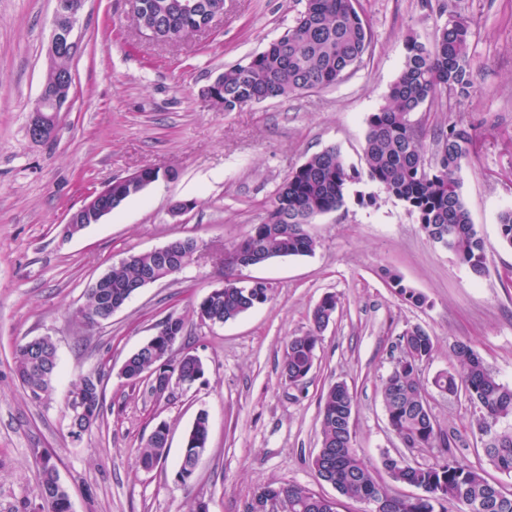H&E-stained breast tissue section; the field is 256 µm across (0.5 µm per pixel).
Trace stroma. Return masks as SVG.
Returning <instances> with one entry per match:
<instances>
[{
    "instance_id": "1",
    "label": "stroma",
    "mask_w": 512,
    "mask_h": 512,
    "mask_svg": "<svg viewBox=\"0 0 512 512\" xmlns=\"http://www.w3.org/2000/svg\"><path fill=\"white\" fill-rule=\"evenodd\" d=\"M305 0H224L209 30L163 42L140 29L130 0H86L76 30L82 50L72 62L69 104L47 141L28 136L44 84L55 0H0V512H38L36 456L52 455L72 512H247L255 491L298 483L341 501V512H368L339 498L311 466L320 446V400L346 382L354 395V444L392 494L415 487L392 482L384 455L432 463L435 452H405L388 425L383 380L393 369L398 336L418 326L435 340L424 365L431 381L467 344L512 386V246L498 215L512 207V0H356L372 50L349 78L235 112L217 108L207 87L280 36ZM472 23L469 98H445L417 112L426 156L435 135L472 129L477 150L462 171L463 194L485 242L488 271L474 278L434 244L415 214L377 185H351L345 205L308 227L313 255L241 269L267 281L271 300L217 325L195 305L222 287L226 248L262 223L288 174L310 155L339 148L361 166L369 113L378 111L399 76L405 40L430 43L448 12ZM143 168L176 170L126 201L99 224L67 238L62 226L85 197ZM374 204L359 203V195ZM189 201L178 214L176 202ZM193 237L210 249L178 274L142 288L110 320L90 327L77 311L95 280L130 255ZM398 272L426 301L402 303L383 276ZM339 304L322 332L303 384L280 373L290 336L307 330L326 294ZM183 318L174 356L189 352L206 372L191 387L157 398L121 374L130 353L164 317ZM40 336L57 347L58 376L48 397L31 401L13 372L17 346ZM100 375L102 416L81 439L70 435L66 404L80 378ZM439 426L454 433V453L512 493V474L482 450L477 408L465 395L429 390ZM209 415L208 447L189 484L176 481L183 437L198 411ZM167 423V453L140 467L137 450Z\"/></svg>"
}]
</instances>
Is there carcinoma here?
Wrapping results in <instances>:
<instances>
[{
	"label": "carcinoma",
	"mask_w": 512,
	"mask_h": 512,
	"mask_svg": "<svg viewBox=\"0 0 512 512\" xmlns=\"http://www.w3.org/2000/svg\"><path fill=\"white\" fill-rule=\"evenodd\" d=\"M144 2L146 10L137 22L162 30L170 40L197 28L193 18L180 12L181 0ZM472 37L470 21L451 14L431 44L407 39L400 76L391 85L385 104L367 118L364 166L359 169L347 164L336 147L309 156L283 181L265 221L254 225L235 243L237 249L253 258L256 265L313 254L317 241L306 225L342 208L349 186L366 180L403 202L416 214L427 236L446 238L452 253L473 277L485 276L484 240L464 201L461 177L465 162L475 150L476 136L453 125L439 133L440 151L428 159L422 145L424 129L413 119L424 105L443 95L459 101L469 96L474 84L470 64ZM370 47V32L354 0H306L304 11L282 35L248 62L224 71V111L234 112L248 104L287 99L334 85L363 63ZM498 226L502 241L512 246V209L499 213ZM169 245L171 252L166 257L151 250L112 266L99 285L88 290L78 311L81 318L90 325L101 323L104 302L126 303L131 286L166 278L172 265L203 247L192 237L173 239ZM385 277L401 301L414 306L425 303L424 296L398 273L388 270ZM272 291L271 287L251 291L239 287L235 267L226 264L224 286L206 295L194 313L200 319L225 323L266 303ZM337 307L336 295H326L312 311L310 328L289 338L281 366V375L289 384H300L312 370L321 332ZM184 329L181 317L173 323H160L154 346L136 350L126 359L124 377L138 383L154 373L155 349L164 347L169 339L180 340ZM396 347L399 356L382 384L388 424L401 443L413 448H440L442 452L431 464L413 466L386 456L383 466L392 481L416 487L421 493L407 498L391 495L361 458L353 444L354 396L343 382L332 385L322 397L320 448L312 460L319 478L349 499L378 500L382 512H447L448 502L461 505V512H512V495L490 482L483 469L464 464L449 452L455 440L438 428L431 413L421 374L435 352L433 337L412 327L398 336ZM454 358L461 371L440 372L432 384L446 395L465 392L479 409L476 426L487 439L484 452L488 461L498 471L511 474L512 426L501 428L499 424L512 420V387L499 382L468 346L456 345ZM173 368L188 383L199 380L204 371L202 362L189 352ZM56 369L57 349L48 336L32 339L15 351L16 377L32 401L42 400L52 389ZM88 396L95 416L80 421V436L90 431L101 416L103 389H90ZM167 435V425L156 427L139 448L144 468L165 458ZM208 436L209 417L201 412L185 433L183 452L205 453ZM37 465L42 510L67 512L68 492L59 482L52 457L40 455ZM256 495L283 500L288 512H338V502L301 484H267Z\"/></svg>",
	"instance_id": "carcinoma-1"
}]
</instances>
